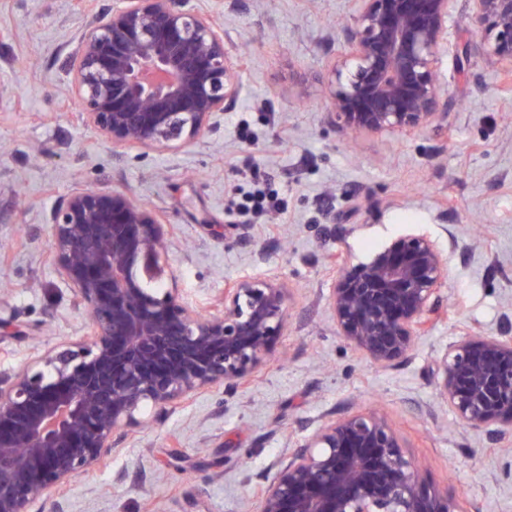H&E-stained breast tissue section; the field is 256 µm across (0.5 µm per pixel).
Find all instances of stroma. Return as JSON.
I'll use <instances>...</instances> for the list:
<instances>
[{"label": "stroma", "instance_id": "obj_1", "mask_svg": "<svg viewBox=\"0 0 512 512\" xmlns=\"http://www.w3.org/2000/svg\"><path fill=\"white\" fill-rule=\"evenodd\" d=\"M112 3L0 0V372L85 334L48 246L53 207L85 188L170 224L183 303L215 311L228 282L265 278L287 289L286 322L247 383L131 432L43 512H242L320 423L357 411L392 423L469 512H512V437L460 425L436 385L450 341L512 328V78L478 51L472 17L454 16L439 52L447 122L351 139L326 120L323 79L355 0H191L240 48V93L194 142L163 149L112 145L66 92L68 57ZM257 189L282 212L245 209ZM410 228L436 241L445 276L411 357L381 369L336 332L334 259Z\"/></svg>", "mask_w": 512, "mask_h": 512}]
</instances>
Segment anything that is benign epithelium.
Wrapping results in <instances>:
<instances>
[{"mask_svg":"<svg viewBox=\"0 0 512 512\" xmlns=\"http://www.w3.org/2000/svg\"><path fill=\"white\" fill-rule=\"evenodd\" d=\"M328 74L330 122L414 133L448 118L438 56L457 13L482 55L512 70V0H356ZM83 118L115 145L190 143L237 94L224 32L188 0H116L71 55ZM166 225L125 193L85 189L52 211L55 270L88 313L87 336L0 374V512H33L95 469L142 425L195 396L245 382L281 336L287 288L246 278L223 309L183 304ZM444 277L437 243L409 230L364 261H340L329 301L337 333L371 363L414 348ZM442 403L469 429L512 435V336H461L437 360ZM258 512H465L421 475L398 431L372 413L321 424L264 486Z\"/></svg>","mask_w":512,"mask_h":512,"instance_id":"obj_1","label":"benign epithelium"}]
</instances>
